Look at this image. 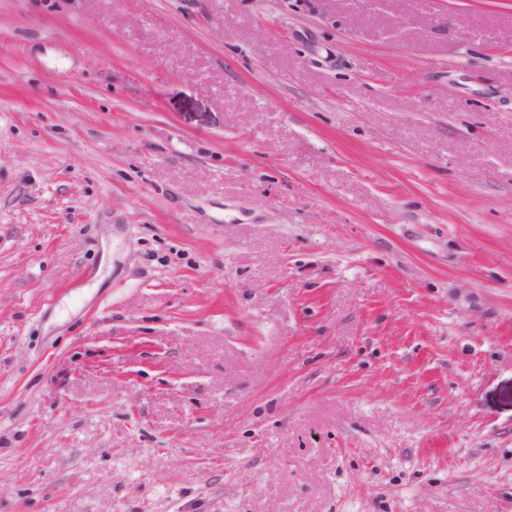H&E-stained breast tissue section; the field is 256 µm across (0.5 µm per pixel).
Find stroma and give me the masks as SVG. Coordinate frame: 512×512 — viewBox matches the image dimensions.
Segmentation results:
<instances>
[{"label": "stroma", "instance_id": "35a3bbf8", "mask_svg": "<svg viewBox=\"0 0 512 512\" xmlns=\"http://www.w3.org/2000/svg\"><path fill=\"white\" fill-rule=\"evenodd\" d=\"M0 512H512V0H0Z\"/></svg>", "mask_w": 512, "mask_h": 512}]
</instances>
